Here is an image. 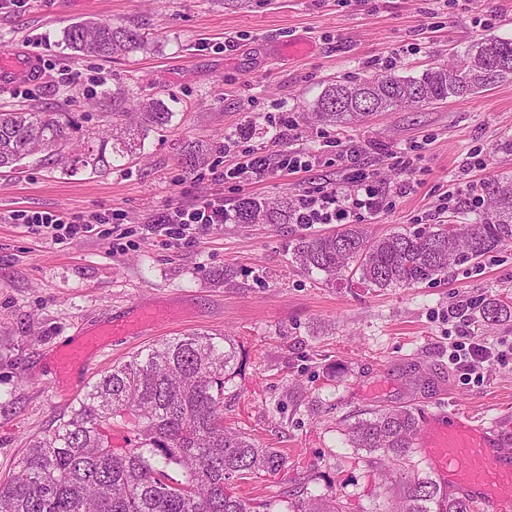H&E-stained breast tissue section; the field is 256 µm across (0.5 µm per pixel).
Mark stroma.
Masks as SVG:
<instances>
[{
    "mask_svg": "<svg viewBox=\"0 0 512 512\" xmlns=\"http://www.w3.org/2000/svg\"><path fill=\"white\" fill-rule=\"evenodd\" d=\"M148 18L154 45L127 60L75 57L64 30L85 19ZM512 38V0H29L0 10V55H39L41 81L0 89V108L99 112L113 89L176 97L171 124L150 132L143 155L104 175L61 172L46 154L0 173V481L8 480L31 440L43 436L89 385L142 348L189 332L234 336L238 365L224 386V424L259 445L279 449L286 477L239 481L237 491L287 512L292 480L351 504L388 512L371 457L352 448L348 422L375 408L416 413L453 406L478 419L512 424V361L481 378L448 360L452 342L469 334L491 345L512 342V317L457 319L459 302H512V246L478 266L454 265L445 280L410 288H340L295 259L298 240L330 232L327 224H216L195 241L165 247L141 234L167 208L204 197L233 207L240 199L316 196L342 186L347 169L336 141L359 146L358 166L376 169L390 208L361 210L354 224L382 234L451 219L441 211L471 176L466 158L489 154L487 175H512V80L466 98L402 107L345 129L306 112L326 81L363 80L393 71L419 75L448 62L482 37ZM70 71L98 79L92 91L64 87ZM295 120L293 149L319 163L262 182L224 179L225 169L280 148L270 118ZM207 162L186 167L187 145ZM416 152L410 194L395 196L397 157ZM115 214L114 230L57 244L32 234L22 219ZM232 278H225V269ZM145 305L157 322L119 337L67 378L56 377L53 351L101 322Z\"/></svg>",
    "mask_w": 512,
    "mask_h": 512,
    "instance_id": "stroma-1",
    "label": "stroma"
}]
</instances>
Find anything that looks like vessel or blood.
<instances>
[{
  "mask_svg": "<svg viewBox=\"0 0 512 512\" xmlns=\"http://www.w3.org/2000/svg\"><path fill=\"white\" fill-rule=\"evenodd\" d=\"M40 74L36 57L0 59V84L31 81ZM143 308L86 332L76 343L57 351L55 366L66 374L83 367L104 338L131 336L151 321ZM423 458L439 484L470 498L484 512H512V431L474 421L458 409L425 412L417 439Z\"/></svg>",
  "mask_w": 512,
  "mask_h": 512,
  "instance_id": "b4317fda",
  "label": "vessel or blood"
}]
</instances>
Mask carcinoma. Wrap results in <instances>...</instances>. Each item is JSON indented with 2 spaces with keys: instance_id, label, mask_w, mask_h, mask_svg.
<instances>
[{
  "instance_id": "obj_1",
  "label": "carcinoma",
  "mask_w": 512,
  "mask_h": 512,
  "mask_svg": "<svg viewBox=\"0 0 512 512\" xmlns=\"http://www.w3.org/2000/svg\"><path fill=\"white\" fill-rule=\"evenodd\" d=\"M147 23L84 20L64 30L79 57L108 61L152 49ZM478 57L475 73L467 60ZM512 78V39L487 36L456 59L418 77L375 75L334 80L311 104L314 118L346 125L402 105L423 107L477 94ZM106 129L89 126L86 112L0 109V169L16 168L31 154L56 156L65 174H104L145 149L149 132L172 122L160 98L112 91ZM488 210L480 221L458 219L372 237L362 224H342L323 236L301 239L295 255L331 284L408 288L436 281L453 265L473 264L512 244V175L484 183ZM297 200H240L235 224H287ZM496 322L508 306H479ZM237 368V347L226 334L190 333L149 345L112 366L76 400L70 413L18 459L17 472L0 483V512H272V504L236 492L232 480L285 471L284 456L261 448L243 432L224 428V384ZM136 432L130 448L115 441L116 423ZM418 417L403 407L375 409L348 424L351 446L376 455L374 475L411 469ZM178 470L176 479L170 471ZM307 483L288 491L291 512H346L338 500L306 496ZM391 512H479L469 498L450 493L426 474L404 477Z\"/></svg>"
}]
</instances>
